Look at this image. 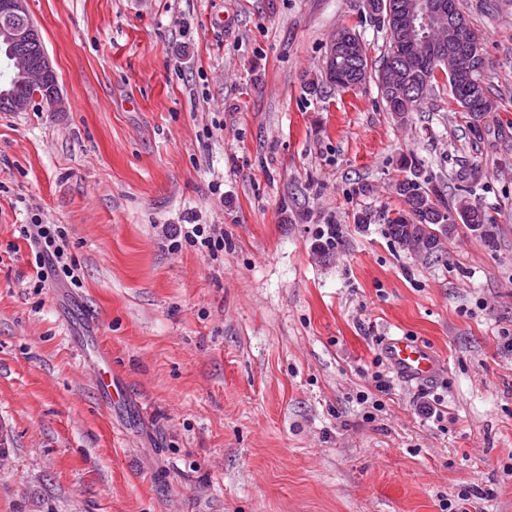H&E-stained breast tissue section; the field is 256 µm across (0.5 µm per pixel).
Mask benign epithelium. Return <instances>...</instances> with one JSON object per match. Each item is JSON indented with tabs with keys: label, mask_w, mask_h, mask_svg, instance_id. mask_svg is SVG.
Returning <instances> with one entry per match:
<instances>
[{
	"label": "benign epithelium",
	"mask_w": 512,
	"mask_h": 512,
	"mask_svg": "<svg viewBox=\"0 0 512 512\" xmlns=\"http://www.w3.org/2000/svg\"><path fill=\"white\" fill-rule=\"evenodd\" d=\"M462 13L459 0H410L404 15L403 39L407 52L426 62L436 59L448 50V68L465 64L470 57L464 33L453 25V17ZM29 17L27 0H0V20L4 26L3 44L17 45L35 42L38 52L30 57L16 51L9 54L8 68L17 69L26 76V86L36 88L43 103L52 112L65 110V101L59 93L58 80L52 63L43 47L38 26L30 23L20 27L16 21ZM360 45L342 38L331 41L327 57L358 53Z\"/></svg>",
	"instance_id": "1"
}]
</instances>
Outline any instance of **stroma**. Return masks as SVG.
Returning a JSON list of instances; mask_svg holds the SVG:
<instances>
[{"instance_id":"1","label":"stroma","mask_w":512,"mask_h":512,"mask_svg":"<svg viewBox=\"0 0 512 512\" xmlns=\"http://www.w3.org/2000/svg\"><path fill=\"white\" fill-rule=\"evenodd\" d=\"M363 3L29 0L66 109L0 112V512H441L466 488L512 512V0H461L495 110L443 86L403 123L374 83L307 88L342 28L379 59ZM409 173L489 224L402 248ZM34 220L81 287H36ZM166 224L219 225L224 251H170ZM389 336L436 382L383 363ZM382 352L390 366L408 381L429 382L441 371V360L432 350L405 336L388 338Z\"/></svg>"}]
</instances>
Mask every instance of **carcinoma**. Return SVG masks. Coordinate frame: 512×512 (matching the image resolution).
Here are the masks:
<instances>
[{
	"mask_svg": "<svg viewBox=\"0 0 512 512\" xmlns=\"http://www.w3.org/2000/svg\"><path fill=\"white\" fill-rule=\"evenodd\" d=\"M388 2L390 13L387 28L394 25L396 8L405 0H366V6L373 19L381 20L382 2ZM406 69V77L419 84V91L413 98H394L390 95L382 75L392 66ZM486 67L472 71L448 73L447 68L430 69L418 73L410 69V64L402 60V48L394 35L389 39L379 64L369 62L368 49L362 48L361 56L350 63L338 60V64L327 66L322 82L336 90L353 87V81L364 82L371 79L381 92L386 111L394 119L402 122L406 115L419 108L428 96L440 85H449L452 99L471 119L478 120L495 109L489 87L485 82ZM397 193L405 204V210L387 220V231L402 248L427 258L439 257L446 252L448 234L455 224L461 222L471 228H479L487 223L485 211L468 199L461 197L450 205L434 188L417 180L405 178L398 182Z\"/></svg>",
	"mask_w": 512,
	"mask_h": 512,
	"instance_id": "cac0c4a2",
	"label": "carcinoma"
}]
</instances>
